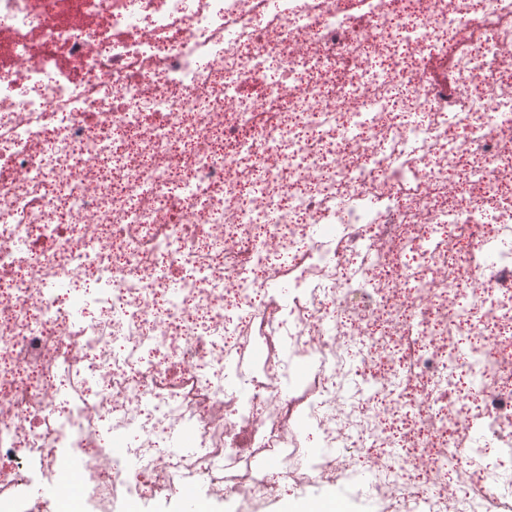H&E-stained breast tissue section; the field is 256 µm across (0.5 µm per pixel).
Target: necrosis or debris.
Returning a JSON list of instances; mask_svg holds the SVG:
<instances>
[{
    "label": "necrosis or debris",
    "instance_id": "1",
    "mask_svg": "<svg viewBox=\"0 0 512 512\" xmlns=\"http://www.w3.org/2000/svg\"><path fill=\"white\" fill-rule=\"evenodd\" d=\"M366 3L0 0V512H512V0ZM347 490L338 486L313 485L305 489H285L279 496L265 504L250 507L241 504L232 499H215L207 496V489L198 488V495L193 492H185L179 495L180 499L186 504V510H194L198 496L208 499L209 511L207 512H283L286 503H304L310 501H319L308 506L310 512H334L336 507L328 501H320L323 498L336 497L338 499H348L345 494ZM340 497V498H339ZM188 512V511H187ZM138 501L140 505L139 512H181V502L179 498L161 499L158 501L143 502L135 498H129L120 501L116 505V512H126L127 503Z\"/></svg>",
    "mask_w": 512,
    "mask_h": 512
}]
</instances>
